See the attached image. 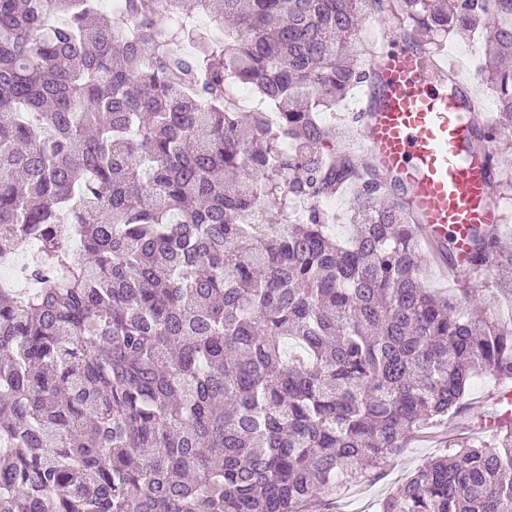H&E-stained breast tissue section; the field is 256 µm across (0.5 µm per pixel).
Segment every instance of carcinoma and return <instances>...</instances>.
<instances>
[{"instance_id": "carcinoma-1", "label": "carcinoma", "mask_w": 512, "mask_h": 512, "mask_svg": "<svg viewBox=\"0 0 512 512\" xmlns=\"http://www.w3.org/2000/svg\"><path fill=\"white\" fill-rule=\"evenodd\" d=\"M0 0V512H304L408 439L512 391L499 225L475 277L424 282L389 177L323 121L356 86L364 21L433 54L479 39L512 144V0ZM177 21L163 24L164 15ZM259 107L241 111L233 90ZM353 187L341 241L323 199ZM380 512H512V420L428 460ZM29 258L21 255L4 259L0 257V287L11 286L26 281V270Z\"/></svg>"}]
</instances>
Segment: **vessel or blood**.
Returning <instances> with one entry per match:
<instances>
[{
  "label": "vessel or blood",
  "instance_id": "b4317fda",
  "mask_svg": "<svg viewBox=\"0 0 512 512\" xmlns=\"http://www.w3.org/2000/svg\"><path fill=\"white\" fill-rule=\"evenodd\" d=\"M376 79L356 113L362 155L404 187L423 238L448 241L451 276L472 270L473 228L499 224L502 204L490 191L497 169L488 153L472 149L473 96L449 84L447 66H433L423 49L395 42L382 28L371 52Z\"/></svg>",
  "mask_w": 512,
  "mask_h": 512
}]
</instances>
